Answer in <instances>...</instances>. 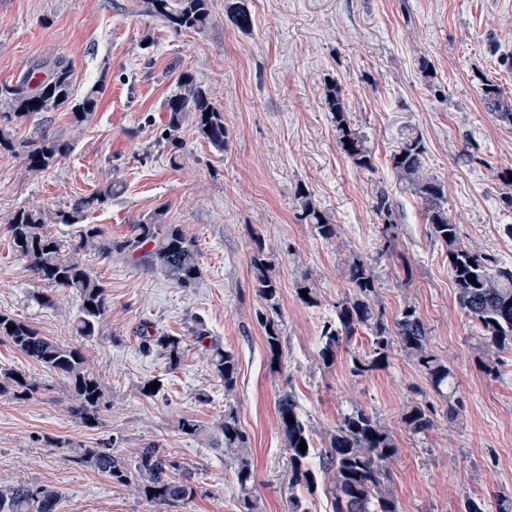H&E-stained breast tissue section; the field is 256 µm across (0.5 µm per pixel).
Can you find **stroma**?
Returning a JSON list of instances; mask_svg holds the SVG:
<instances>
[{
    "label": "stroma",
    "instance_id": "stroma-1",
    "mask_svg": "<svg viewBox=\"0 0 512 512\" xmlns=\"http://www.w3.org/2000/svg\"><path fill=\"white\" fill-rule=\"evenodd\" d=\"M246 3L249 32L228 22L226 0H211V25L176 35L144 12L142 0H0V92L27 68L57 59L71 67L74 98L101 89L89 122L42 113L16 124L14 149L0 150V312L43 335L73 339L75 295L53 289L51 304L40 303L41 284L12 250L6 220L24 207L52 213L115 182L119 193L91 209L87 223L122 239L161 210L201 251V275L190 288L156 269L89 257L112 298L99 335L85 345L109 389L111 407L98 427L72 419L65 383L0 339V366L20 368L39 385L25 401L0 397V484L54 487L57 512H150L130 488L76 456L109 439L127 454L157 441L198 469L200 489L182 512H237L233 470L216 443L228 402L192 335L201 324L239 359L230 403L248 437L260 512H288V453L276 409L286 389L309 417L318 449L351 402L373 411L397 448L387 471L398 512H462L467 496L499 512L512 501V351L500 353L497 377L483 371L447 250L431 237L425 204L396 175L391 157L407 138H419L421 173L444 186L461 241L512 266V209L501 201L512 188L495 176L512 166V124L481 98L489 80L512 103V67L502 64L512 59V0ZM185 74L223 111L226 144L216 152L183 128L175 167L156 139L164 103ZM330 86L365 139L371 169L353 165L337 146L325 105ZM42 130L72 150L34 176L25 170L23 144ZM382 192L395 207L391 239L376 207ZM305 193L336 224L332 240L301 221ZM257 236L281 288L277 368L267 356L263 304L248 263ZM356 257L375 266L386 324L415 306L430 347L451 368L463 404L455 422L443 417L447 395L433 390L401 348L392 349L385 368L351 375L350 359L368 351L369 332L322 363L321 327L351 295L344 269ZM303 283L317 306L300 300ZM145 330L185 337L178 368L143 351ZM151 379L161 381V398L139 393ZM412 403L434 406L433 428L416 434L405 426ZM184 417L198 422V435L179 431Z\"/></svg>",
    "mask_w": 512,
    "mask_h": 512
}]
</instances>
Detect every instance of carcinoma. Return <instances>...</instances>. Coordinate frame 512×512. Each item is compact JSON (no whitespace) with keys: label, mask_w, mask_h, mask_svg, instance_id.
Listing matches in <instances>:
<instances>
[{"label":"carcinoma","mask_w":512,"mask_h":512,"mask_svg":"<svg viewBox=\"0 0 512 512\" xmlns=\"http://www.w3.org/2000/svg\"><path fill=\"white\" fill-rule=\"evenodd\" d=\"M145 11L166 24L174 33L200 32L211 23L209 0H144ZM227 19L242 32L252 28L251 13L246 0H230ZM46 69V76L32 85L34 69L24 72L19 85L7 89L6 110L0 111V148L14 147V121L41 112L68 111L73 121L84 123L97 110L99 89H91L81 100H72L71 70L61 60ZM485 101L501 110L499 117L512 123V112H504L502 91L489 82L484 88ZM36 105H31V102ZM326 105L336 126L338 146L356 166L372 169L371 152L364 138L351 126L344 102L331 87ZM167 112L165 133L158 145L166 148L172 165L180 163L184 142L180 136L185 124H191L198 138L217 151H224V112L210 100L207 92L193 79L184 77L178 91L165 103ZM71 145L46 134L26 143L24 165L27 172L38 174L49 170L65 158ZM422 148L412 138L394 153L391 165L398 177L409 182L427 204L426 219L431 237L442 243L452 259L448 267L456 288L457 301L472 324L473 335L488 360L483 362L487 375L496 376L497 356L512 349V266L499 265L485 254L466 247L459 238L458 225L451 222L443 203V186L421 176ZM118 193L117 185L109 184L96 194L80 197L69 208L52 214L41 210L20 208L8 218L6 229L15 255L27 263L35 279L48 288L71 291L79 300V314L74 322V335L79 343H63L43 336L26 322L0 313V339H5L29 361L40 365L69 388L68 412L85 427L92 428L107 407L108 388L104 379L91 367L84 343L98 336L103 317L111 302L106 284L94 273L85 257L97 256L117 261L136 259L151 268H158L173 277L183 288L193 287L200 277V249L195 238L186 234L179 224L165 222L159 210L147 221L135 226L134 233L114 240L102 224H87L86 213L95 205ZM302 219L312 225L323 239L336 236V225L323 214L312 199L301 201ZM75 228V237L62 240L46 231L47 220ZM253 273V288L271 311H276L280 294L279 283L271 274V262L261 238L253 240L249 252ZM475 275L477 285L468 282ZM345 276L352 295L336 303L335 317L321 329L319 355L323 362L335 360L338 350L359 332H371L368 352L351 357L350 373L364 376L389 363L394 344L414 359L437 391L449 381L451 369L429 346L424 323L415 308L404 307L393 327L383 322V313L376 309L377 278L374 267L366 260L355 258L348 263ZM93 307H87V304ZM14 330H8V326ZM266 346L271 362H280L283 336L278 322L268 317L263 323ZM186 340L180 336H146L143 347L160 351L173 370L180 364ZM212 374L224 386V417L217 424V442L224 445V455L234 466L237 483V512H259L254 495L255 479L247 448V437L236 410L231 406L238 379L237 356L218 341L206 346ZM36 390L22 371L0 367V397L25 399ZM279 430L288 451L289 512H302L295 494L299 487H310L315 477L313 462L321 471L331 474L326 486L332 512H397L394 499L385 492V463L397 448L390 433L368 410L355 405L345 412L329 435V446L319 451L312 442V426L302 415L295 395L282 392L277 400ZM428 405L407 407L403 422L415 433H422L434 423ZM294 418L289 423L288 418ZM307 449L299 451V443ZM77 460L108 475L115 484L128 486L154 512H177L197 495V467L185 464L158 442H152L135 452L133 460L119 453L115 443L103 442L95 448H84ZM58 493L50 486L28 484L0 485V512H56Z\"/></svg>","instance_id":"cac0c4a2"}]
</instances>
